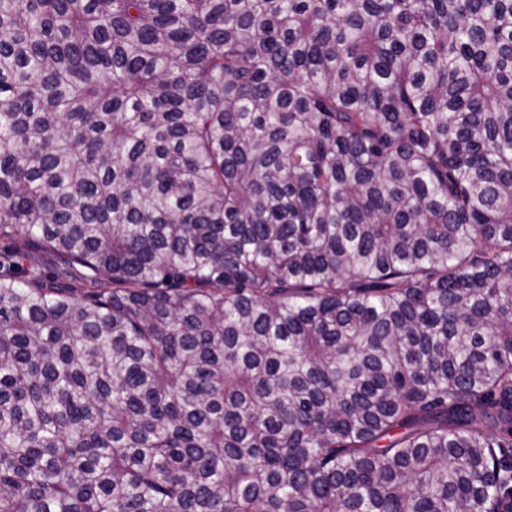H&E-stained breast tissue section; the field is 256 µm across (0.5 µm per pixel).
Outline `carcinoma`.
I'll use <instances>...</instances> for the list:
<instances>
[{
    "instance_id": "obj_1",
    "label": "carcinoma",
    "mask_w": 512,
    "mask_h": 512,
    "mask_svg": "<svg viewBox=\"0 0 512 512\" xmlns=\"http://www.w3.org/2000/svg\"><path fill=\"white\" fill-rule=\"evenodd\" d=\"M0 512H512V0H0Z\"/></svg>"
}]
</instances>
